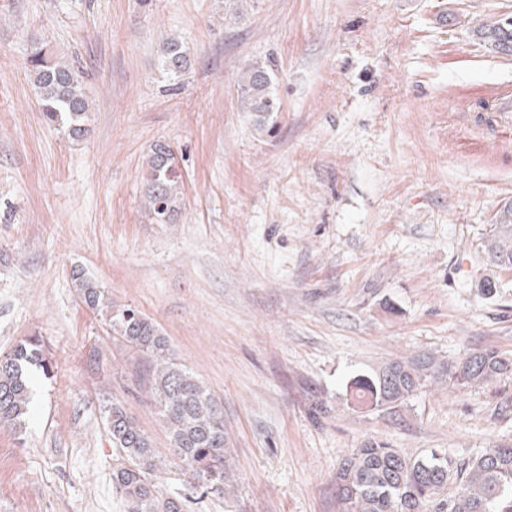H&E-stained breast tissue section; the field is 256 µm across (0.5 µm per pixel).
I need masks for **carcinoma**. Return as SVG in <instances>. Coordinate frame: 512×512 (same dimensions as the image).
<instances>
[{"label":"carcinoma","mask_w":512,"mask_h":512,"mask_svg":"<svg viewBox=\"0 0 512 512\" xmlns=\"http://www.w3.org/2000/svg\"><path fill=\"white\" fill-rule=\"evenodd\" d=\"M474 33L492 52L512 56V24L482 23ZM184 43H162L160 64L174 79L189 68ZM41 112L50 124L72 137L87 131L89 103L79 67L55 54L44 42L33 44L27 58ZM274 73L249 65L238 81L239 101L263 130L280 110L273 94ZM145 197L159 224L172 223L182 206L179 181L169 145L154 144L146 161ZM487 266L512 270V202L504 204L483 241ZM73 287L89 309L106 314L112 332L142 353L139 389L149 395L166 426L174 463L221 493L233 468L226 448L224 411L214 393L188 369L172 362L167 340L133 307H112L104 288L82 269L71 272ZM48 368L45 342L27 337L0 359V426L23 429L29 414V370ZM493 382L512 383V354L494 348L441 359L431 352L392 359L346 386L347 402L368 414H396L418 392L442 384L450 392L478 390ZM108 434L117 451L112 487L125 502V512H188V499L166 493L153 480L161 455L134 416L119 400L105 410ZM337 512H512V444L497 443L468 459L432 449L409 457L374 438L351 449L336 475Z\"/></svg>","instance_id":"1"}]
</instances>
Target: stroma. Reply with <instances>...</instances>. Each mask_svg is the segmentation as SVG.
Returning <instances> with one entry per match:
<instances>
[{
  "mask_svg": "<svg viewBox=\"0 0 512 512\" xmlns=\"http://www.w3.org/2000/svg\"><path fill=\"white\" fill-rule=\"evenodd\" d=\"M501 16L512 0H0V354L33 335L50 346L25 428L0 429V512H124L112 400L169 446L139 353L80 303L77 265L224 406L226 494L157 472L188 512H336V469L370 436L413 457L512 443L498 384H435L395 416L345 400L349 379L395 357L512 353V271L494 296L477 286L481 237L512 201L494 99L512 57L473 34ZM171 34L191 62L178 83L158 65ZM35 39L84 73L82 138L39 110ZM254 63L281 106L263 131L238 100ZM158 142L180 176L173 224L145 207Z\"/></svg>",
  "mask_w": 512,
  "mask_h": 512,
  "instance_id": "1",
  "label": "stroma"
}]
</instances>
